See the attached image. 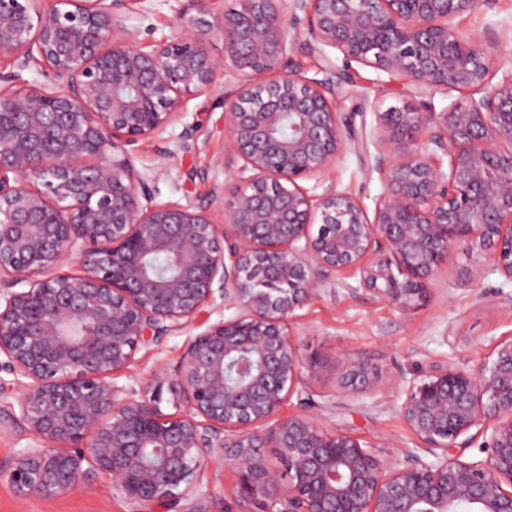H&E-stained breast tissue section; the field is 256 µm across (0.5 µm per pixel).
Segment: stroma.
I'll list each match as a JSON object with an SVG mask.
<instances>
[{
  "instance_id": "35a3bbf8",
  "label": "stroma",
  "mask_w": 512,
  "mask_h": 512,
  "mask_svg": "<svg viewBox=\"0 0 512 512\" xmlns=\"http://www.w3.org/2000/svg\"><path fill=\"white\" fill-rule=\"evenodd\" d=\"M126 10L140 29L141 47L146 48L173 35L179 17L197 15L198 6L194 0H126ZM455 24L474 35L489 30L502 35L494 69L500 75L512 71V0H487L457 17ZM308 28V14L300 13L292 63L310 78H322L324 69L331 66L349 72V81L336 86V104L351 124L352 138L336 163L304 186L313 194L336 186L352 193L366 210H374L384 191L377 166L389 156L387 146L377 139L378 115L405 102L420 103L421 98L405 77L347 64L329 46L310 47ZM180 110V123L158 137L139 141L131 151L136 168L152 178L157 201L199 205L208 200L214 186L237 171L239 162L225 140L222 97L188 96ZM187 126L194 129L189 141L182 138ZM476 265L482 268L481 279L463 285L459 272ZM291 330L302 361L314 359L320 367L306 386L287 397L280 418L309 410L319 415L326 431L356 436L378 455L403 448L420 455L423 446L399 412L402 388L440 362H463L473 369L488 362L497 346L512 338V281L479 252L462 245L449 252L447 270L430 284L426 301L409 313L360 290L356 276L348 274L337 280L335 293L323 294L295 310ZM191 335L187 328L160 342L139 345L128 367L114 375V383L130 396L157 399L162 414H181L184 402L169 392H156L154 379L161 371L173 370ZM346 351L379 365L378 389L357 396L340 389L341 355ZM199 477L207 512H234L231 490L236 477L224 461L205 459ZM130 510L106 473L97 474L91 489L54 499L20 498L7 480L0 479V512Z\"/></svg>"
}]
</instances>
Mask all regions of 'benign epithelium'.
Here are the masks:
<instances>
[{"instance_id": "1", "label": "benign epithelium", "mask_w": 512, "mask_h": 512, "mask_svg": "<svg viewBox=\"0 0 512 512\" xmlns=\"http://www.w3.org/2000/svg\"><path fill=\"white\" fill-rule=\"evenodd\" d=\"M194 2L198 15L145 50L124 0H0V57L14 62L0 70V370L20 390L0 433L33 441L0 478L50 499L104 471L132 512L183 500L201 512L208 456L236 473L237 512H512V340L477 369L438 364L405 387L399 411L430 461L379 457L315 413L278 419L302 372L320 367L303 366L289 316L336 292V276L407 313L466 243L512 280V73L492 83L497 33L454 25L483 0H238L219 14ZM309 9L310 38L348 62L406 76L422 96L481 92L439 112L379 113L390 160L371 216L345 190L301 185L351 137L336 71L308 78L291 62L290 30ZM30 69L48 84H27ZM226 70L238 80L224 98L238 174L205 205L154 202L127 147L164 133L182 99L213 94ZM75 252L80 274L65 269ZM217 290L237 315L206 325L155 377L184 414L112 382L137 346L197 325ZM342 366L348 393L379 381L357 353ZM486 433V456L466 458Z\"/></svg>"}]
</instances>
